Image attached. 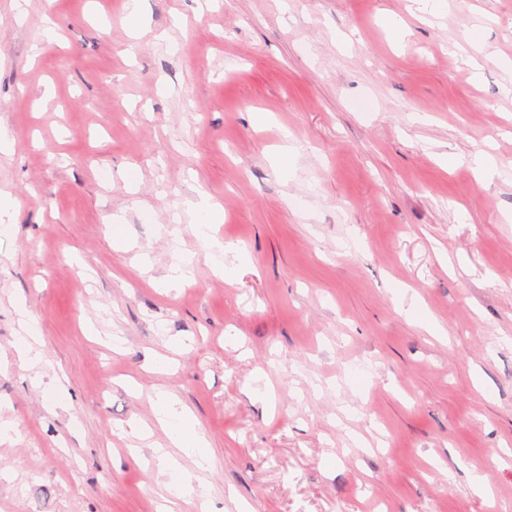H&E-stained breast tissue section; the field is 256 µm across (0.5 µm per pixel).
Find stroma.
<instances>
[{"label": "stroma", "instance_id": "35a3bbf8", "mask_svg": "<svg viewBox=\"0 0 512 512\" xmlns=\"http://www.w3.org/2000/svg\"><path fill=\"white\" fill-rule=\"evenodd\" d=\"M1 126L0 512H161L160 388L174 512H512V0H0ZM198 223L210 228L211 224H220L224 221V211L219 204L213 203L208 197L201 195L195 208ZM191 278L190 262L179 259L173 262L162 279L165 288H180ZM36 329L29 325L26 329V334L17 337L15 350L18 354L20 361L30 367L36 366L41 359V354L35 347L38 341ZM153 406L174 448H184L197 467L204 469L210 462L208 444L205 435L196 428L192 414L172 394L161 389L154 394ZM157 458L164 461V466L158 470V476L168 478L166 485L173 489L176 495H181L183 491L182 467L177 459L173 458L164 448L154 449Z\"/></svg>", "mask_w": 512, "mask_h": 512}]
</instances>
